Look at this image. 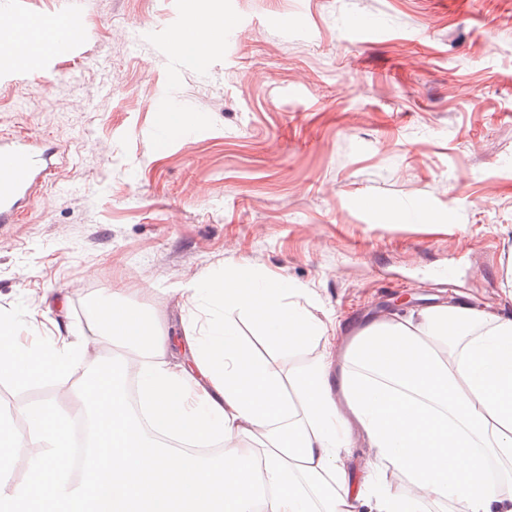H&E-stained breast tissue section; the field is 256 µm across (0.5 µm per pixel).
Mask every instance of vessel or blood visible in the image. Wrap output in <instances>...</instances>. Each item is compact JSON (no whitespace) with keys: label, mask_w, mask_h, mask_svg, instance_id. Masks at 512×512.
<instances>
[{"label":"vessel or blood","mask_w":512,"mask_h":512,"mask_svg":"<svg viewBox=\"0 0 512 512\" xmlns=\"http://www.w3.org/2000/svg\"><path fill=\"white\" fill-rule=\"evenodd\" d=\"M53 52L70 47L78 37L69 23L50 26ZM50 150L27 135L0 138V224L18 223L33 204L36 186L52 173Z\"/></svg>","instance_id":"b4317fda"}]
</instances>
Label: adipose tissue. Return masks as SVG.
Here are the masks:
<instances>
[{
	"instance_id": "ef3b65f1",
	"label": "adipose tissue",
	"mask_w": 512,
	"mask_h": 512,
	"mask_svg": "<svg viewBox=\"0 0 512 512\" xmlns=\"http://www.w3.org/2000/svg\"><path fill=\"white\" fill-rule=\"evenodd\" d=\"M190 290L224 314L185 326L187 364L169 360L168 337L117 290L93 300L91 335L33 349L16 346L17 321L0 314V377L25 387L82 369L89 425L76 480L63 401L17 407L22 433L1 413L0 480L22 447L39 478L1 492L0 512H512V317L434 304L366 329L338 363L287 373L281 356L334 337L300 303L301 285L230 263ZM239 313L267 354L244 339ZM104 344L112 355H98ZM130 374L159 438L127 402ZM354 421L413 493L368 490L339 466Z\"/></svg>"
}]
</instances>
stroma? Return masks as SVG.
<instances>
[{
  "instance_id": "35a3bbf8",
  "label": "stroma",
  "mask_w": 512,
  "mask_h": 512,
  "mask_svg": "<svg viewBox=\"0 0 512 512\" xmlns=\"http://www.w3.org/2000/svg\"><path fill=\"white\" fill-rule=\"evenodd\" d=\"M18 3L82 30L18 65L0 28V135L59 149L0 224L20 346L86 333L91 300L124 288L183 361L181 323L206 315L185 289L228 263L307 288L337 352L400 294L512 316V0ZM196 16L223 21L220 53L181 48ZM171 101L191 130L163 142ZM79 380L0 381V410ZM341 464L411 490L363 440Z\"/></svg>"
}]
</instances>
